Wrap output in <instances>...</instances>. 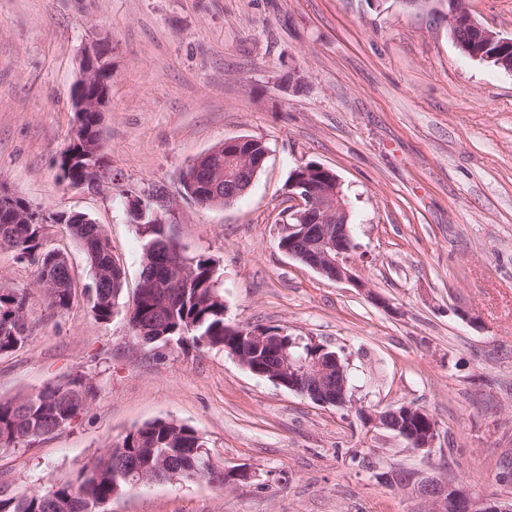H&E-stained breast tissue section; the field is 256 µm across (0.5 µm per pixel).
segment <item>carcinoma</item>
I'll return each mask as SVG.
<instances>
[{
  "mask_svg": "<svg viewBox=\"0 0 512 512\" xmlns=\"http://www.w3.org/2000/svg\"><path fill=\"white\" fill-rule=\"evenodd\" d=\"M99 115L87 112L75 142L62 160L71 183L85 177L87 163L100 168L109 167L106 152L93 160L85 158L86 144L99 141ZM24 204L21 199L0 206V235L9 232L22 243L28 255L38 256V278L45 276L57 280L58 288L50 294L54 307H69L74 284L63 263L57 260L60 252L44 247L41 224H14L11 211ZM128 206L130 223L136 225L144 237V252L151 255V262L143 263L141 277L157 288L147 296L142 305L129 312L132 335L139 341L158 340L177 343L190 336L198 346L222 347L237 342L239 331L224 321V294L219 288V275L214 259L205 256L189 257L184 252L174 253L173 243L164 224H140ZM71 228L72 236L81 244L91 270L112 262V257L99 250L97 238L105 235L98 224H78L71 216L59 215ZM175 261L189 268V283L180 288H165L168 274L167 262ZM124 270L113 268V282L104 295L93 305L94 318L108 321L112 318L116 301L121 294ZM24 296L16 293L0 294V354L22 347L29 339L24 315ZM96 397L92 382L81 375L64 382L49 384L37 392L10 399H0V447L16 448L30 444L25 438V428H38L50 423L68 427ZM109 457L118 459L125 466L131 462L150 464L162 458L170 464L167 479H215L218 471L203 450V441L197 431L172 421L157 420L127 434L121 443L108 449ZM80 499L69 501L71 486L63 482L51 488L52 497L45 492H33L21 497L0 499V512H58L60 504L70 503L67 512H103V505L121 496L129 486L114 468L102 476L87 475L81 484Z\"/></svg>",
  "mask_w": 512,
  "mask_h": 512,
  "instance_id": "1",
  "label": "carcinoma"
}]
</instances>
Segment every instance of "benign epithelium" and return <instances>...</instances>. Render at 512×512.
I'll use <instances>...</instances> for the list:
<instances>
[{
	"mask_svg": "<svg viewBox=\"0 0 512 512\" xmlns=\"http://www.w3.org/2000/svg\"><path fill=\"white\" fill-rule=\"evenodd\" d=\"M410 7L432 5L431 11L448 24L454 34L465 33L474 41H483L489 46L511 47L512 38L480 25L470 14L463 0H402ZM464 54L494 65L512 70V60L496 53L470 52L461 46ZM104 57L100 43L94 42L84 51L81 62L80 81L89 84L95 80L99 64ZM111 94V86L91 97L74 99V110L103 112ZM251 137H235L211 148L198 156L192 166H200L212 172L209 189L190 196L202 208L227 206L245 194L263 169L269 154L267 147L260 153H250ZM95 178L80 183V186L97 191L112 183V172L95 169ZM288 197L293 205L288 209V250L286 254L301 264L318 272L323 277L338 283L347 282L362 291L368 283L356 274L351 254L356 245L350 230V209L340 179L331 170L317 164L305 165L293 171L288 181ZM138 213H150L149 223H170L179 203L178 197L158 188L140 197L132 196ZM45 215L25 208L14 214L16 224L45 223ZM286 331L279 329L266 332L262 329L240 330L241 343L250 351L233 353L246 368L251 369L252 353L273 347L279 351V364L269 368L263 377L276 385L295 391L319 405H342L347 400L348 380L340 356L328 352V348L304 357H293L288 347L281 345ZM378 426L390 430L405 440L409 447L426 449L433 447L436 426L431 417L421 408L412 405L389 407L371 415ZM158 471L151 472L129 465L123 475L132 487L153 484L159 479ZM378 480L388 486L410 491L432 505L431 512H512V501L504 503L497 498H477L462 483H441L421 472L391 470L377 474Z\"/></svg>",
	"mask_w": 512,
	"mask_h": 512,
	"instance_id": "7a95c632",
	"label": "benign epithelium"
}]
</instances>
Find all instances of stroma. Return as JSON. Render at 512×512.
<instances>
[{
  "label": "stroma",
  "mask_w": 512,
  "mask_h": 512,
  "mask_svg": "<svg viewBox=\"0 0 512 512\" xmlns=\"http://www.w3.org/2000/svg\"><path fill=\"white\" fill-rule=\"evenodd\" d=\"M512 37V0H466ZM112 48L103 114L112 182L63 180L73 88L93 40ZM269 149L228 206L180 201L168 229L218 262L224 319L278 327L339 353L345 406H322L254 375L218 348L143 345L128 324L143 239L128 195L176 190L182 169L225 139ZM316 163L351 206L361 292L278 247L293 170ZM0 186L44 214L100 224L125 271L113 317L94 319L91 272L65 225L43 226L75 293L51 307L37 266L0 249V290L27 296L29 339L0 355V398L81 374L96 397L63 431L0 448V496L75 479L144 424L194 428L211 462L244 481L171 480L105 512H430L376 470L462 482L512 500L495 479L512 458V72L465 56L448 27L401 0H0ZM403 403L437 424L416 451L368 417Z\"/></svg>",
  "instance_id": "stroma-1"
}]
</instances>
